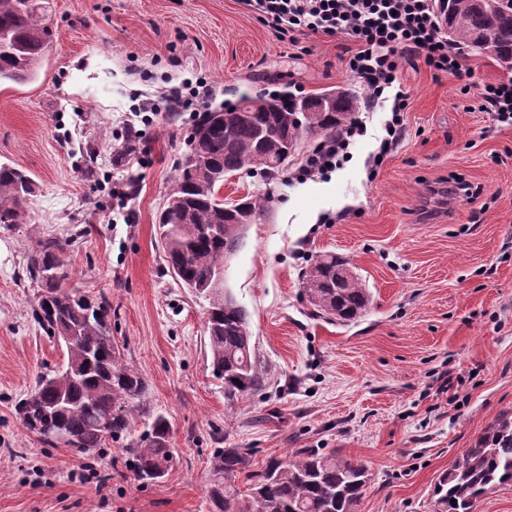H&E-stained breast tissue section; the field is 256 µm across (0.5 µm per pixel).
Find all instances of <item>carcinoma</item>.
Returning a JSON list of instances; mask_svg holds the SVG:
<instances>
[{
  "label": "carcinoma",
  "instance_id": "cac0c4a2",
  "mask_svg": "<svg viewBox=\"0 0 512 512\" xmlns=\"http://www.w3.org/2000/svg\"><path fill=\"white\" fill-rule=\"evenodd\" d=\"M452 40L483 56L512 65V0H448ZM48 0H0V37L15 48L0 51V84H26L36 78L50 52ZM333 108L317 113L321 135L341 133L364 100L346 89L330 92ZM275 107L245 96L224 112H238L219 124L214 112L197 117L190 151L171 180L157 218V230L169 272L178 283L208 303L206 329L213 370L224 380V398L233 401L260 382L251 340L249 315L224 289L214 286L226 255L239 246L244 225L224 217L218 195L224 178L259 173L275 178L272 165L289 141L303 137L297 124L294 94H274ZM33 182L22 170L0 164V224L26 223L24 205ZM66 243L56 237L37 241L29 278L42 288L32 316L44 332L67 328L78 341L66 348L62 369L39 377L15 405L16 418L44 443L68 433L75 449L94 458L113 443L125 444L128 466L149 484L163 477L174 460L170 426L162 414L130 438L135 412L143 406L147 384L142 373L121 361L112 337L111 305L93 303L67 288L70 278ZM349 263L325 254L303 274V288L316 310L338 321L357 318L367 307V289L356 274L336 281V269ZM214 512H356L369 481L360 461L299 448L288 459L271 458L252 467L245 448H225L212 462ZM512 485V417L503 416L485 429L474 447L454 463L434 490L433 512H471L489 491ZM457 505H451V500Z\"/></svg>",
  "mask_w": 512,
  "mask_h": 512
}]
</instances>
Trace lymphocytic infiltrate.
<instances>
[{
	"label": "lymphocytic infiltrate",
	"mask_w": 512,
	"mask_h": 512,
	"mask_svg": "<svg viewBox=\"0 0 512 512\" xmlns=\"http://www.w3.org/2000/svg\"><path fill=\"white\" fill-rule=\"evenodd\" d=\"M268 26L285 37L307 31L350 38L356 49L349 60L352 75L371 92L373 100L392 94L393 116L385 125L375 164H382L396 144L402 122L401 112L409 107V95L402 90L397 73L404 53L422 58L438 72L457 78L472 77L460 57L448 49L441 36L431 0H244ZM361 120H352L340 134L308 155L301 176L326 173L347 158L355 137L363 135Z\"/></svg>",
	"instance_id": "obj_1"
}]
</instances>
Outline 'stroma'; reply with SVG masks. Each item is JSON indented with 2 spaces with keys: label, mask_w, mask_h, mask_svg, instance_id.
<instances>
[{
  "label": "stroma",
  "mask_w": 512,
  "mask_h": 512,
  "mask_svg": "<svg viewBox=\"0 0 512 512\" xmlns=\"http://www.w3.org/2000/svg\"><path fill=\"white\" fill-rule=\"evenodd\" d=\"M52 51L36 80L0 85V162L35 182L27 221L0 224V512H213L210 466L246 448L253 466L297 448L361 461L357 512H431L440 476L486 426L512 416V125L481 111L464 81L404 60L403 131L378 168L390 102L365 106L363 136L325 176L237 175L225 198L261 197L225 263L249 313L261 381L230 402L211 364L204 300L181 288L156 234L195 112L172 89L204 81V106L242 96L360 90L354 44L279 37L243 0H50ZM150 150L119 158L126 119ZM132 181L121 203L114 185ZM480 192L467 200L461 187ZM132 223L117 222L121 207ZM73 237L72 282L107 299L123 359L148 382L144 414L171 424L174 462L143 484L115 443L97 459L45 444L14 406L66 350L32 317L25 266L37 238ZM333 254L370 294L349 323L319 314L302 275Z\"/></svg>",
  "instance_id": "35a3bbf8"
}]
</instances>
